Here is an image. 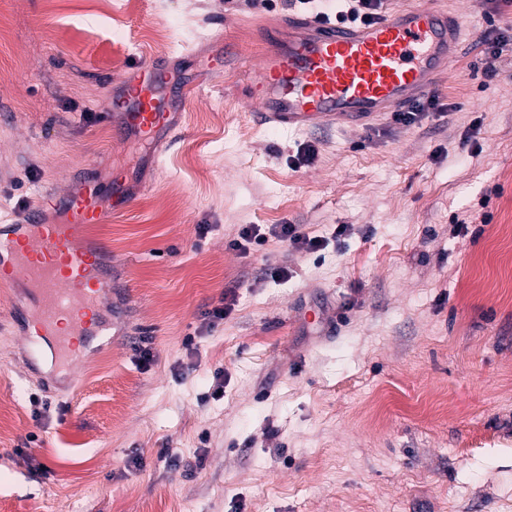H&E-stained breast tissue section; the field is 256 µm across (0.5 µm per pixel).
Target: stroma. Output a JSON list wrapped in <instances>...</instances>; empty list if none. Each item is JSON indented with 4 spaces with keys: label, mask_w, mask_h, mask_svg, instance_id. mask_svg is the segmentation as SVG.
Returning a JSON list of instances; mask_svg holds the SVG:
<instances>
[{
    "label": "stroma",
    "mask_w": 512,
    "mask_h": 512,
    "mask_svg": "<svg viewBox=\"0 0 512 512\" xmlns=\"http://www.w3.org/2000/svg\"><path fill=\"white\" fill-rule=\"evenodd\" d=\"M123 2H6L0 225L87 169L131 203L95 229L123 317L79 390L0 285V512H512V52L483 60L512 0H442V113L325 130L257 126L248 88L265 28L336 0ZM150 61L190 93L160 146L106 122ZM275 229H277L274 230L275 235H277L282 241L289 242L292 246L312 249L318 245L317 240H312L303 236L298 231L297 225L279 224L276 225Z\"/></svg>",
    "instance_id": "35a3bbf8"
}]
</instances>
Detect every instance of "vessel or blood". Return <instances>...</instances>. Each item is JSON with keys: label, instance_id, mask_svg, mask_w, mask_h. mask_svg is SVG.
<instances>
[{"label": "vessel or blood", "instance_id": "obj_1", "mask_svg": "<svg viewBox=\"0 0 512 512\" xmlns=\"http://www.w3.org/2000/svg\"><path fill=\"white\" fill-rule=\"evenodd\" d=\"M287 35H272L252 84L259 125L316 129L363 126L410 107L446 75L462 40L458 16L417 0L369 24L292 16ZM161 65H138L112 98L120 136L156 134L171 117L172 96ZM123 180L100 193L93 176L27 209L20 223L0 229V284H22L28 319L54 364L73 376L76 350L108 335L103 298L110 263L103 246L84 241L91 224L127 207Z\"/></svg>", "mask_w": 512, "mask_h": 512}]
</instances>
